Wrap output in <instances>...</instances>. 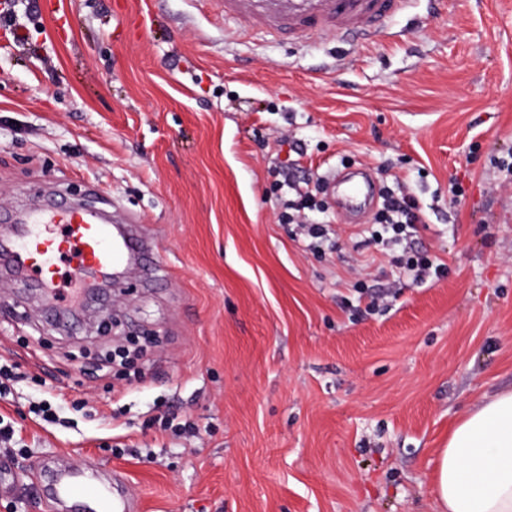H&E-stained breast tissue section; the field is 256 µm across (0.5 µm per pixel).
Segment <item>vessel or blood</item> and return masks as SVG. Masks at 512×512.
<instances>
[{
    "mask_svg": "<svg viewBox=\"0 0 512 512\" xmlns=\"http://www.w3.org/2000/svg\"><path fill=\"white\" fill-rule=\"evenodd\" d=\"M407 0H221L225 17L273 36L289 34L302 44L332 39L381 41L386 21L401 13ZM154 247V240L133 241L131 232L105 223L97 211L69 207L31 217L24 233L7 243L13 264L33 276L48 301H55L62 265L76 271L111 274L129 258L133 244ZM52 498L71 501L75 512H129L125 496H104L74 471L58 472Z\"/></svg>",
    "mask_w": 512,
    "mask_h": 512,
    "instance_id": "1",
    "label": "vessel or blood"
}]
</instances>
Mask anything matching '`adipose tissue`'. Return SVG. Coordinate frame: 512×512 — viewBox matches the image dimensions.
Returning a JSON list of instances; mask_svg holds the SVG:
<instances>
[{"label":"adipose tissue","instance_id":"adipose-tissue-1","mask_svg":"<svg viewBox=\"0 0 512 512\" xmlns=\"http://www.w3.org/2000/svg\"><path fill=\"white\" fill-rule=\"evenodd\" d=\"M433 487L437 512H512V389L455 424Z\"/></svg>","mask_w":512,"mask_h":512}]
</instances>
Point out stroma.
I'll return each mask as SVG.
<instances>
[{"label":"stroma","instance_id":"35a3bbf8","mask_svg":"<svg viewBox=\"0 0 512 512\" xmlns=\"http://www.w3.org/2000/svg\"><path fill=\"white\" fill-rule=\"evenodd\" d=\"M239 30L210 0H15L0 22V221L79 201L138 220L160 267L71 325L0 272V416L24 443L0 446V512H66L33 473L58 462L120 475L135 512H434L450 430L512 387V183L495 165L512 154V0H409L376 45ZM288 161L390 166L435 205L414 245L447 277L358 314L357 281L400 275L357 245L380 202L331 193L336 248L317 257L280 221ZM50 388L57 424L30 411ZM167 413L200 435L161 431Z\"/></svg>","mask_w":512,"mask_h":512}]
</instances>
